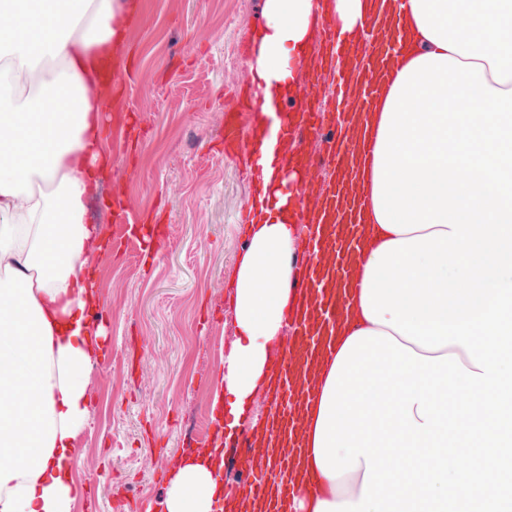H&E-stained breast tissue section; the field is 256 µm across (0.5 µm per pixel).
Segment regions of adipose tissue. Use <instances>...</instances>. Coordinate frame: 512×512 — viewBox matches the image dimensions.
<instances>
[{"instance_id": "adipose-tissue-1", "label": "adipose tissue", "mask_w": 512, "mask_h": 512, "mask_svg": "<svg viewBox=\"0 0 512 512\" xmlns=\"http://www.w3.org/2000/svg\"><path fill=\"white\" fill-rule=\"evenodd\" d=\"M136 0H0V512H73L79 496L69 465L90 404L87 372L101 357L103 331L93 251L105 243L87 217L111 168L106 149L112 72L126 46ZM320 12L317 0H264L253 28L250 68L276 98L294 93L291 67L305 60ZM372 46L401 56L380 81L363 122L357 157L365 201V247L349 260L358 287L336 320L334 350L372 329L360 282L374 252L395 234L377 221L375 149L385 104L417 57L446 54L483 64L487 84L512 89V0H384ZM256 217L231 286L237 338L224 360L218 420L230 436L282 342L295 228L272 198L255 194ZM319 403L300 427L301 468L316 488L297 512L358 501L364 471L329 479L315 460ZM222 443L176 459L162 512H225Z\"/></svg>"}]
</instances>
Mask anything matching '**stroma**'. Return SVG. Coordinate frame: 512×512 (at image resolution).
Wrapping results in <instances>:
<instances>
[{"instance_id":"35a3bbf8","label":"stroma","mask_w":512,"mask_h":512,"mask_svg":"<svg viewBox=\"0 0 512 512\" xmlns=\"http://www.w3.org/2000/svg\"><path fill=\"white\" fill-rule=\"evenodd\" d=\"M137 3L125 55L134 72L108 121L137 113L139 145L132 157L108 146L121 211L90 207L122 246L91 259L105 338L70 461L86 489L74 512L157 504L171 462L210 445L216 381L236 338L229 284L246 247L236 218L254 186L224 157V91L252 81L247 46L263 0ZM146 214L166 226L147 258L125 236Z\"/></svg>"}]
</instances>
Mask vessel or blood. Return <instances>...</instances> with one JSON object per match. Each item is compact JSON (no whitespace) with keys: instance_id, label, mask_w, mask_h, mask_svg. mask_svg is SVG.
<instances>
[{"instance_id":"b4317fda","label":"vessel or blood","mask_w":512,"mask_h":512,"mask_svg":"<svg viewBox=\"0 0 512 512\" xmlns=\"http://www.w3.org/2000/svg\"><path fill=\"white\" fill-rule=\"evenodd\" d=\"M341 41L335 24L320 17L308 66L300 73L305 83L323 78L326 69H338L340 75L331 83V102L319 104L300 93L284 106L294 115L295 130L308 132L319 144L312 154L301 148L287 152L286 161L304 172L314 166L326 169L332 179L317 185L294 180L283 189L296 223L306 229L307 249L293 261L290 285L298 290L289 314L293 339L287 353L275 356L268 371V394L281 409L248 438L246 469L238 481L239 492L266 499L270 512H293L291 500L297 490L288 475L289 450L299 445L298 418L315 396L311 375L332 352V328L345 305L344 289L349 285L348 256L362 246L357 227L363 202L353 184L358 175L355 156L364 150L365 141L347 139L345 131L350 117L369 112L388 59L399 56L395 46L379 54L364 47L358 60L349 61L335 55ZM266 108L262 89L236 93L234 105L226 109L225 155L244 152V136L254 131ZM325 252L333 253L332 263L322 262Z\"/></svg>"}]
</instances>
